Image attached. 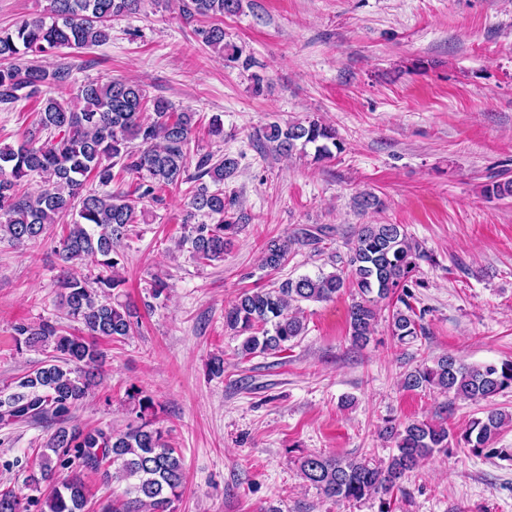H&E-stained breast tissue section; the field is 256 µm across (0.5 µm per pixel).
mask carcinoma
I'll return each instance as SVG.
<instances>
[{"label":"carcinoma","instance_id":"1","mask_svg":"<svg viewBox=\"0 0 512 512\" xmlns=\"http://www.w3.org/2000/svg\"><path fill=\"white\" fill-rule=\"evenodd\" d=\"M142 0H51L49 17L25 19L13 28H0V103L39 101L37 131L47 134L42 143L30 138L16 146H0V235L17 245L45 238L61 215H73L66 234L56 245L62 263L61 301L69 320L81 324L89 337L66 334L44 321L36 326H15L16 345L51 350L49 359L20 379L16 390L0 399V422L37 421L52 417L65 422L100 384L103 353L98 340L121 342L133 332L135 314L121 301L119 276L123 266V241L137 223L138 204L155 198L156 192L190 180L187 147L194 113L175 112L156 99L147 107L143 87L135 82L89 80L78 90L83 109L44 94L43 88L69 82L71 66L65 62L47 67L36 59L59 47L83 48L110 39V21L140 10ZM240 0H183L182 13L224 16L237 13ZM207 46L230 62L241 59L240 50L224 42V27L214 24L203 31ZM258 140L278 155L303 153L314 146L313 160L329 161L342 150L336 129L315 119L282 125L266 124ZM134 173L139 183L134 191L112 189L115 166ZM199 175L184 217L187 232L180 246L190 258L209 264L224 258L231 237L242 227V217L228 215L224 181L238 168V159L225 154L215 160L199 157ZM41 178L34 193L21 188L34 177ZM100 191H84L89 177ZM209 177L211 184L201 182ZM216 189H210V185ZM354 208L365 213L382 206L371 191L359 193ZM213 219L195 223L197 216ZM319 232L303 229L297 235L271 239L262 265L281 268L292 246L321 251ZM432 257L407 233L402 224H360L354 231L347 259L329 273L287 279L275 288H256L242 293L224 310V327L242 338L239 356L275 354L304 335L301 304L327 302L345 288L355 289L350 306L349 336L353 345H367L375 334L380 304L395 301L398 307L388 317V328L398 340L416 339L424 331L422 314L411 304L414 289L423 287L417 278L420 263ZM97 268L93 281L77 273V265ZM407 390L432 387L451 396L438 407L435 418L398 422L385 420L380 435L393 442L395 453L385 464L363 457L308 454L299 459L302 478L325 497L336 502L358 501L375 494H388L406 474L418 469L436 454L463 448L472 454L484 452L512 459V448H497L502 429L512 424V413L490 408L484 415L455 431L448 418L456 400L491 402L512 389V360L469 365L451 353L422 364L406 374ZM137 407V422L124 431L110 427L68 429L59 427L46 447L37 453L35 468L25 479L32 494L0 490V512H174L186 484L183 460L154 427L150 418L153 401L138 391L127 393ZM94 473L102 483H123L121 495L96 508L84 475ZM49 490H42V484Z\"/></svg>","mask_w":512,"mask_h":512}]
</instances>
